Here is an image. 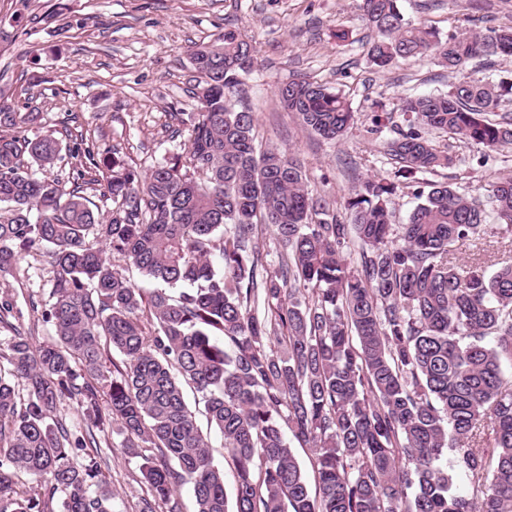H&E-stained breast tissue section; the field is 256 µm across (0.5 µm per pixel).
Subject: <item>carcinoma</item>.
I'll return each instance as SVG.
<instances>
[{"label": "carcinoma", "instance_id": "obj_1", "mask_svg": "<svg viewBox=\"0 0 512 512\" xmlns=\"http://www.w3.org/2000/svg\"><path fill=\"white\" fill-rule=\"evenodd\" d=\"M360 9L374 65L431 55L457 80L404 98L402 122L386 116L393 169L359 184L345 221L295 158L257 142L255 112L227 98L255 53L235 29L190 50L199 112L183 152L148 173L83 139L65 149L31 138L40 113L0 102V127L14 130L0 136V272L32 250L55 272L45 310L54 338L15 336L0 352V512H113L108 431L139 461V512H182L185 485L194 512H512V261L490 272L452 257L466 241L512 248V177L483 200L417 181L457 162L433 132L512 146V114L497 112L512 81L463 74L475 59L512 57V25L443 40L398 0ZM277 95L324 139L354 123L346 97L312 77ZM64 149L84 159L71 188L29 171L53 168ZM85 185L115 203L108 216ZM399 191L417 204L396 226ZM263 225L281 248L275 267L257 247ZM107 248L165 287L136 286ZM187 386L224 440L231 497ZM72 400L81 430L59 418ZM287 431L313 453V489ZM449 454L472 497L441 466Z\"/></svg>", "mask_w": 512, "mask_h": 512}]
</instances>
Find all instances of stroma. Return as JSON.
Returning a JSON list of instances; mask_svg holds the SVG:
<instances>
[{"mask_svg": "<svg viewBox=\"0 0 512 512\" xmlns=\"http://www.w3.org/2000/svg\"><path fill=\"white\" fill-rule=\"evenodd\" d=\"M358 0H0V100L16 111L38 109L36 131L65 140L80 134L99 150L117 149L150 170L188 137L197 110V74L189 46L213 43L225 28L245 33L256 48L254 66L235 95L257 116L262 145L300 161L310 189L336 201L337 216L354 187L387 176L384 134L375 116L397 111L409 95L447 90V70L431 57L386 69L373 66V37ZM407 18L440 37L512 23V0H400ZM308 75L346 95L355 124L339 143L305 131L285 112L278 85ZM462 164L424 174L486 195L496 179L512 176V149L495 151L488 166L469 165L479 146L453 141ZM54 269L43 255H24L16 273L0 274V301L13 310L0 323V348L15 335L41 342L53 328L42 318ZM102 471L115 491L113 512H135L146 496L136 462L108 435Z\"/></svg>", "mask_w": 512, "mask_h": 512, "instance_id": "obj_1", "label": "stroma"}]
</instances>
